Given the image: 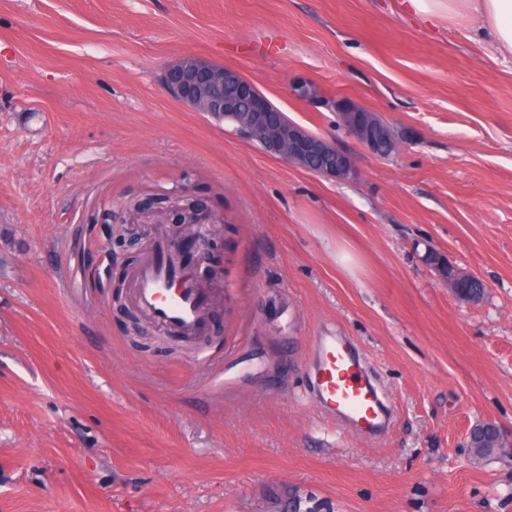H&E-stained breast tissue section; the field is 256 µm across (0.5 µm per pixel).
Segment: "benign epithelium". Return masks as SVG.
I'll return each mask as SVG.
<instances>
[{
	"instance_id": "1",
	"label": "benign epithelium",
	"mask_w": 512,
	"mask_h": 512,
	"mask_svg": "<svg viewBox=\"0 0 512 512\" xmlns=\"http://www.w3.org/2000/svg\"><path fill=\"white\" fill-rule=\"evenodd\" d=\"M164 83L172 97L196 112L209 116H233L244 110L255 115V122L244 127L249 140L259 142L265 152L313 174L345 179L353 172L348 154L338 151L326 138L315 135L292 122L275 107L249 79L239 72L212 64L194 55H186L169 65L164 71ZM293 98L319 102L333 112L341 113L347 134L369 152H374L377 133L366 119L369 109L349 100L323 98L312 81H299L289 85ZM215 244L212 235L181 232L170 241L171 248L182 254L191 249L197 253L198 263L207 259ZM466 447L471 457L481 461L490 452L512 456V434L506 433L493 421L473 426L466 436Z\"/></svg>"
}]
</instances>
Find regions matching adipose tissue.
I'll list each match as a JSON object with an SVG mask.
<instances>
[{
    "instance_id": "obj_1",
    "label": "adipose tissue",
    "mask_w": 512,
    "mask_h": 512,
    "mask_svg": "<svg viewBox=\"0 0 512 512\" xmlns=\"http://www.w3.org/2000/svg\"><path fill=\"white\" fill-rule=\"evenodd\" d=\"M402 5L425 20L464 12L478 34L491 36L498 51L512 55V0H403Z\"/></svg>"
}]
</instances>
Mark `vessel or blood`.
I'll list each match as a JSON object with an SVG mask.
<instances>
[{"mask_svg": "<svg viewBox=\"0 0 512 512\" xmlns=\"http://www.w3.org/2000/svg\"><path fill=\"white\" fill-rule=\"evenodd\" d=\"M135 299L155 323L184 335L196 333L205 314L202 289L182 269L179 255L162 245L139 268ZM312 372L319 402L329 417L366 437L382 432L389 420L387 402L347 342L316 337Z\"/></svg>", "mask_w": 512, "mask_h": 512, "instance_id": "vessel-or-blood-1", "label": "vessel or blood"}]
</instances>
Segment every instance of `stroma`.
<instances>
[{"label":"stroma","instance_id":"1","mask_svg":"<svg viewBox=\"0 0 512 512\" xmlns=\"http://www.w3.org/2000/svg\"><path fill=\"white\" fill-rule=\"evenodd\" d=\"M186 54L356 160L328 179L168 94ZM377 112L371 154L289 81ZM190 189L217 246L191 340L133 273ZM434 248L488 287L459 302ZM340 336L391 400L380 439L317 407ZM512 56L400 0H0V512H512ZM480 425L483 428L479 429ZM484 429L488 431L489 437H483ZM466 448H470L474 461L483 460L492 451H495L499 457L511 455L512 459V434H507L493 421L480 422L473 426L466 436Z\"/></svg>","mask_w":512,"mask_h":512}]
</instances>
